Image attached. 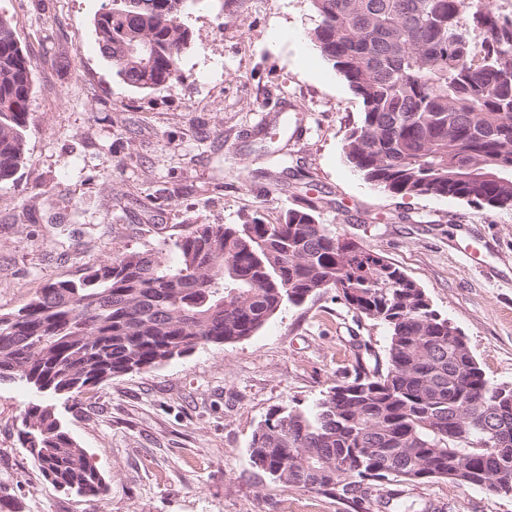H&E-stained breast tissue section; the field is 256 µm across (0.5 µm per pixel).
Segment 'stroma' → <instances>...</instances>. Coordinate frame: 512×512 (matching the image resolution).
<instances>
[{"instance_id":"obj_1","label":"stroma","mask_w":512,"mask_h":512,"mask_svg":"<svg viewBox=\"0 0 512 512\" xmlns=\"http://www.w3.org/2000/svg\"><path fill=\"white\" fill-rule=\"evenodd\" d=\"M105 0H0L33 62L28 164L0 183V312L122 250L174 258L181 225L319 223L399 267L512 386V209L380 191L346 162L362 105L315 47L309 0H197L181 76L143 93L101 56ZM386 329L335 291L286 306L245 340L112 378L70 399L0 382V486L19 512H93L49 487L17 430L53 405L108 484L103 512H348L257 469L249 444L282 406L307 409ZM432 512H512V497L444 481L410 487Z\"/></svg>"}]
</instances>
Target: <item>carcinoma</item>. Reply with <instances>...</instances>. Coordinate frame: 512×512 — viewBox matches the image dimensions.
<instances>
[{
    "label": "carcinoma",
    "instance_id": "1",
    "mask_svg": "<svg viewBox=\"0 0 512 512\" xmlns=\"http://www.w3.org/2000/svg\"><path fill=\"white\" fill-rule=\"evenodd\" d=\"M196 0H112L94 19L100 53L127 86L178 81ZM309 37L361 101L346 161L383 191L512 209V13L485 0H310ZM134 35L154 53H127ZM33 62L0 17V181L28 162ZM497 169L500 178L484 173ZM308 204L268 224H187L177 260L124 251L0 313V381L79 395L114 376L221 347L285 305L334 289L388 332L384 362L359 357L307 411L283 407L253 433V464L288 488L352 512H429L403 484L446 481L512 493V403L498 400L458 327L382 255L317 221ZM18 439L55 489L96 504L106 485L50 405L32 403Z\"/></svg>",
    "mask_w": 512,
    "mask_h": 512
}]
</instances>
